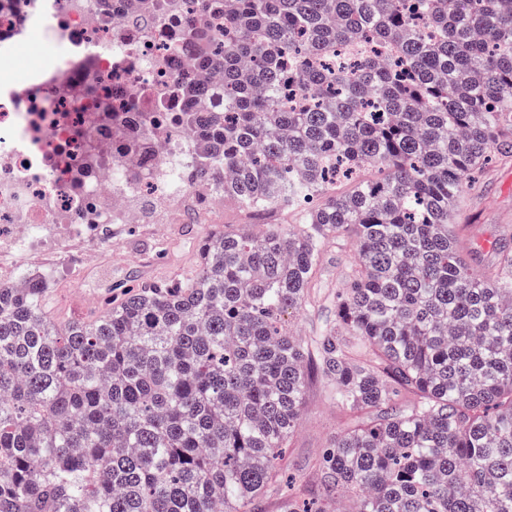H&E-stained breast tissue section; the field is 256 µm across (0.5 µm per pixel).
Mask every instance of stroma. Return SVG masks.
Listing matches in <instances>:
<instances>
[{"mask_svg":"<svg viewBox=\"0 0 512 512\" xmlns=\"http://www.w3.org/2000/svg\"><path fill=\"white\" fill-rule=\"evenodd\" d=\"M457 217L458 232L470 252L474 269L492 268L498 247L512 246V158L492 156L475 183L464 192ZM210 224L198 218L181 224H125L112 240V253L84 273L73 272L67 256L55 258L51 282L42 304L55 320L102 315L109 300L126 289L178 282L193 277L199 268L198 242ZM354 246L346 239L330 240L318 262L301 309L284 316L291 334L305 345L336 318V295L353 270ZM345 415L330 397L318 373H311L306 402L296 433L287 446L277 483L259 503L258 512H280L284 496L313 502L320 492L314 465L322 451L344 428Z\"/></svg>","mask_w":512,"mask_h":512,"instance_id":"35a3bbf8","label":"stroma"}]
</instances>
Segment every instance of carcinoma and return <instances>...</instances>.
Instances as JSON below:
<instances>
[{
	"instance_id": "obj_1",
	"label": "carcinoma",
	"mask_w": 512,
	"mask_h": 512,
	"mask_svg": "<svg viewBox=\"0 0 512 512\" xmlns=\"http://www.w3.org/2000/svg\"><path fill=\"white\" fill-rule=\"evenodd\" d=\"M194 2L214 22L186 36L224 74L181 89L195 178L301 225L216 226L193 278L94 320L57 325L43 276L0 283V512H256L309 377L282 317L335 238L354 270L314 349L350 424L321 506L280 512H512V250L479 274L454 222L512 157V0Z\"/></svg>"
}]
</instances>
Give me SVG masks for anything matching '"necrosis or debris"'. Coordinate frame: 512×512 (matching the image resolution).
<instances>
[{"instance_id":"4bbe7bcc","label":"necrosis or debris","mask_w":512,"mask_h":512,"mask_svg":"<svg viewBox=\"0 0 512 512\" xmlns=\"http://www.w3.org/2000/svg\"><path fill=\"white\" fill-rule=\"evenodd\" d=\"M193 0H0V66L43 46L25 80L0 82L2 258L98 260L116 224H178L224 195L194 176L204 143L165 116L172 87L199 81L182 25ZM148 131L139 150L126 143Z\"/></svg>"}]
</instances>
